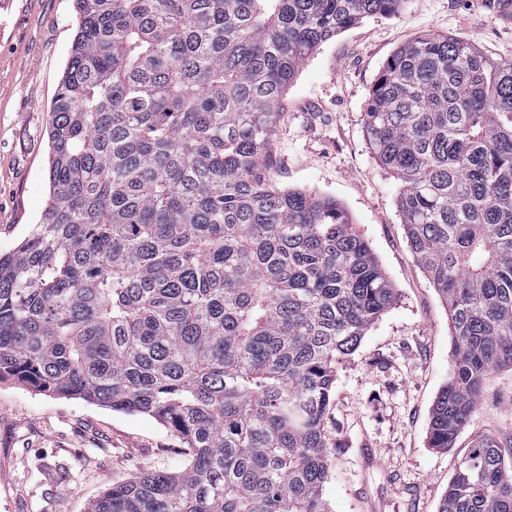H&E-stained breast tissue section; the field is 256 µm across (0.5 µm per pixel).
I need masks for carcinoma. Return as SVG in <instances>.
<instances>
[{
    "mask_svg": "<svg viewBox=\"0 0 512 512\" xmlns=\"http://www.w3.org/2000/svg\"><path fill=\"white\" fill-rule=\"evenodd\" d=\"M401 2L76 0L51 201L0 253V383L153 417L189 456L86 512H328L337 367L395 289L336 199L258 171L306 57ZM364 124L448 308L429 437L446 450L512 367V61L423 35L387 60ZM438 512H512L493 439Z\"/></svg>",
    "mask_w": 512,
    "mask_h": 512,
    "instance_id": "obj_1",
    "label": "carcinoma"
}]
</instances>
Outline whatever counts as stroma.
Returning a JSON list of instances; mask_svg holds the SVG:
<instances>
[{
  "label": "stroma",
  "mask_w": 512,
  "mask_h": 512,
  "mask_svg": "<svg viewBox=\"0 0 512 512\" xmlns=\"http://www.w3.org/2000/svg\"><path fill=\"white\" fill-rule=\"evenodd\" d=\"M76 24L75 0H0V253L39 223L49 199L48 129ZM426 34L512 60V18L493 16L485 0H403L394 16L362 20L301 65L259 171L269 188L335 198L396 290L337 370L325 417L329 512H437L477 439L512 449L510 368L492 373L453 448L429 445L432 405L453 365L448 310L412 253L404 185L378 162L364 128L386 61ZM186 460L149 416L0 385V512H85L112 485Z\"/></svg>",
  "instance_id": "35a3bbf8"
}]
</instances>
